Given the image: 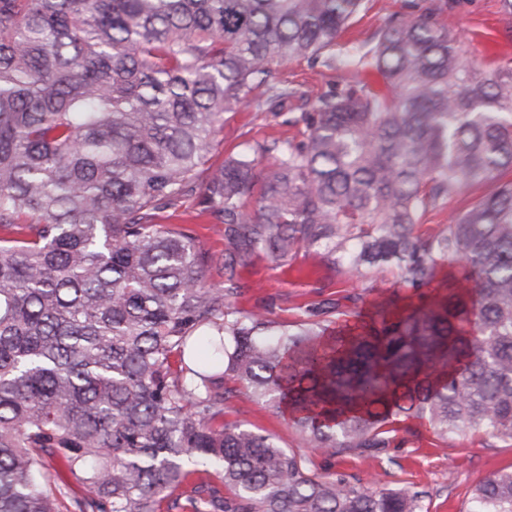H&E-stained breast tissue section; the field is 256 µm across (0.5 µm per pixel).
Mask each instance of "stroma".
Wrapping results in <instances>:
<instances>
[{"label":"stroma","mask_w":512,"mask_h":512,"mask_svg":"<svg viewBox=\"0 0 512 512\" xmlns=\"http://www.w3.org/2000/svg\"><path fill=\"white\" fill-rule=\"evenodd\" d=\"M433 10L435 21L465 41L471 61L484 66H512V11L503 0H364L359 15L341 35L344 44H361L389 20L411 18ZM279 75L302 86L309 98L343 89L351 79L345 63L326 68L310 65L304 59L277 63ZM305 105L293 99L276 113L252 108L226 114L217 132L214 162H222L246 144L273 137L292 135L294 124ZM234 279L241 288L236 300L240 311L267 309L273 318L288 320L298 307L319 304L330 309L334 326L370 316L387 295L396 293L413 301L414 295L394 266L375 269L370 285L355 276L338 275L317 250L300 251L294 260L278 265L265 254L253 255L235 264ZM224 418L275 436L278 444L293 451L301 446L297 431L286 416L255 405L245 396L231 398L224 407ZM408 443L388 449L378 456H334L318 451L316 468L322 473L342 472L368 482L379 480L389 488L410 485L426 491V512H464L474 486L490 474L512 467V441L497 440L486 445L480 435L464 432L447 444H437L426 423L398 418L396 422Z\"/></svg>","instance_id":"stroma-1"}]
</instances>
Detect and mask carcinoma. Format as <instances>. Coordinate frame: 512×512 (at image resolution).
Here are the masks:
<instances>
[{
    "label": "carcinoma",
    "mask_w": 512,
    "mask_h": 512,
    "mask_svg": "<svg viewBox=\"0 0 512 512\" xmlns=\"http://www.w3.org/2000/svg\"><path fill=\"white\" fill-rule=\"evenodd\" d=\"M362 6L0 0V512H59L49 458L87 489L76 512H423L425 491L320 473L224 421L230 381L336 456L402 447L400 416L512 440V182L420 231L512 171V67L469 63L430 11L392 20L348 64L393 97L357 80L299 137L210 164L224 114L304 97L273 65L334 67ZM191 196L224 254L155 223ZM301 248L363 278L394 265L419 303L336 330L316 306L236 308V262ZM447 262L468 287L436 281ZM465 512H512V468ZM494 186V182H488L480 185L469 187L464 194L449 202L443 210L429 213L425 218L424 224H447L450 222L452 215L463 208L477 201L482 195L488 192Z\"/></svg>",
    "instance_id": "carcinoma-1"
}]
</instances>
